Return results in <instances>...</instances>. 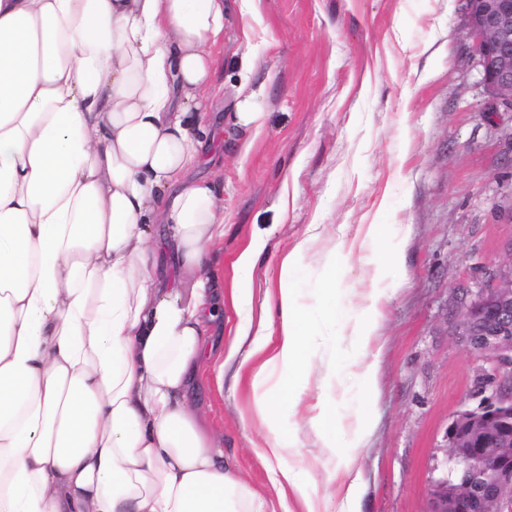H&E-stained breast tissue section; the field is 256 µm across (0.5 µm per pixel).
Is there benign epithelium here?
I'll return each mask as SVG.
<instances>
[{"instance_id":"7a95c632","label":"benign epithelium","mask_w":512,"mask_h":512,"mask_svg":"<svg viewBox=\"0 0 512 512\" xmlns=\"http://www.w3.org/2000/svg\"><path fill=\"white\" fill-rule=\"evenodd\" d=\"M471 49L493 104L512 110V0H466ZM455 332L509 367L499 391L457 412L446 432L449 458L432 483L431 512H512V263L486 273L473 298L460 299Z\"/></svg>"}]
</instances>
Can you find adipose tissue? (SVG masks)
<instances>
[{"mask_svg": "<svg viewBox=\"0 0 512 512\" xmlns=\"http://www.w3.org/2000/svg\"><path fill=\"white\" fill-rule=\"evenodd\" d=\"M223 40L224 0H0V512H255L190 398L224 236L218 185L195 174ZM362 230L384 256L359 315L342 300L345 241L310 308L297 247L274 310L227 348L301 512L321 507L292 458L299 426L270 399L307 384L326 330L350 328L359 358L375 340L401 252ZM349 410L340 512H357L351 463L373 428Z\"/></svg>", "mask_w": 512, "mask_h": 512, "instance_id": "obj_1", "label": "adipose tissue"}]
</instances>
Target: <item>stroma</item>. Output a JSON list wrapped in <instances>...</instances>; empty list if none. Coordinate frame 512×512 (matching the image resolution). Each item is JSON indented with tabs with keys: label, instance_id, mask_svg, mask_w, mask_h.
Returning <instances> with one entry per match:
<instances>
[{
	"label": "stroma",
	"instance_id": "obj_1",
	"mask_svg": "<svg viewBox=\"0 0 512 512\" xmlns=\"http://www.w3.org/2000/svg\"><path fill=\"white\" fill-rule=\"evenodd\" d=\"M464 0H224V65L207 107L213 135L199 176L224 187V238L212 253L232 287L233 263L254 232L268 235L251 273L252 297L224 304V329L259 310L278 286V260L306 242L301 275L315 281L337 238L377 223L399 236L367 396L373 431L359 449L362 512H430V486L454 414L495 393L488 357L455 336V298L480 288L479 269L512 264V111L492 109L469 52ZM255 59L244 70V55ZM249 82L263 126L242 148L228 120ZM327 340L299 399L274 397L300 425L299 454L325 512L340 500L330 481L336 437L310 420L320 385L336 382ZM195 403L233 475L277 506L275 461L258 452L267 434L250 380L202 366Z\"/></svg>",
	"mask_w": 512,
	"mask_h": 512
}]
</instances>
